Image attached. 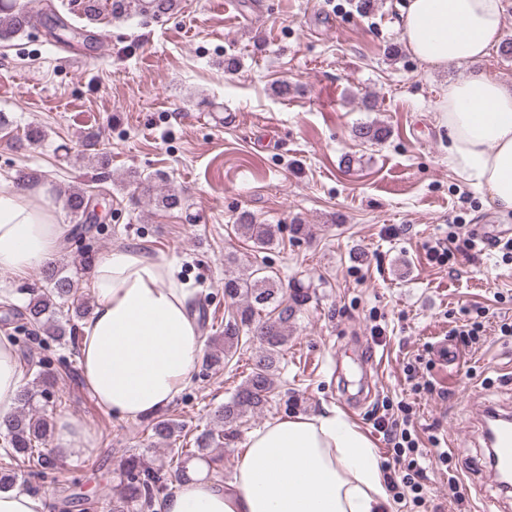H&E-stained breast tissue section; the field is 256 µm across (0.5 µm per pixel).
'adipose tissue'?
<instances>
[{
	"label": "adipose tissue",
	"instance_id": "1",
	"mask_svg": "<svg viewBox=\"0 0 512 512\" xmlns=\"http://www.w3.org/2000/svg\"><path fill=\"white\" fill-rule=\"evenodd\" d=\"M503 0H408L405 46L430 69L470 66L438 104L448 132V165L512 215V85L481 70L499 44ZM63 226L48 187L0 184V270L25 275L53 259ZM96 306L82 326L80 364L97 403L122 419L166 408L186 387L203 340L189 310L191 293L172 260L122 246L93 268ZM22 387L17 349L0 336V419ZM95 433L75 418L55 425L68 459L91 448ZM389 494L366 435L338 408L312 417H279L248 437L231 481L204 463L174 482L161 512H384Z\"/></svg>",
	"mask_w": 512,
	"mask_h": 512
}]
</instances>
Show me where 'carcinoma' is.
I'll list each match as a JSON object with an SVG mask.
<instances>
[{
    "label": "carcinoma",
    "instance_id": "carcinoma-1",
    "mask_svg": "<svg viewBox=\"0 0 512 512\" xmlns=\"http://www.w3.org/2000/svg\"><path fill=\"white\" fill-rule=\"evenodd\" d=\"M112 17L121 18L149 13L155 17L169 14L175 0H112ZM29 27V12L17 0H0V38L24 33ZM87 37V30L72 23L59 26L55 35L58 42L69 44ZM352 135L366 142H382L389 130L376 124L353 126ZM63 205L75 221L72 233L88 231L86 219L90 197L81 187H71L58 193ZM237 233L254 243L266 247L278 241V224H258L244 213L238 218ZM92 266L91 258L68 272L53 261L43 268L41 285L20 288L26 296L24 310L17 329L27 333L41 331L49 336L68 337L71 345L81 343L77 320L90 314V305L75 303L78 286ZM310 299L309 289L295 281L284 289L281 281L266 274L262 267L248 268L242 273L224 279V300L235 307V312L224 324L218 336L207 337L202 364L206 367L222 366L230 361L241 344L242 337L251 336L258 342L251 371L224 406L215 411L216 427L205 429L193 437L194 448L188 441H177V434L185 425L162 414L151 420L148 438L164 443L167 461L158 465L138 452L128 454L121 463L122 481L118 493L108 503V512H151L158 496L168 490L170 477L186 476L188 464L217 458L208 455L211 448H222L234 441L241 419L249 414L263 412L275 390V375L281 351L288 343V335L296 313ZM51 376L35 373L32 387L20 391L14 413L0 422V438L6 463L0 466V491H7L15 482L16 471L11 464H26L43 473L59 463L53 450L48 448L52 434V418L35 409V398L50 397Z\"/></svg>",
    "mask_w": 512,
    "mask_h": 512
}]
</instances>
